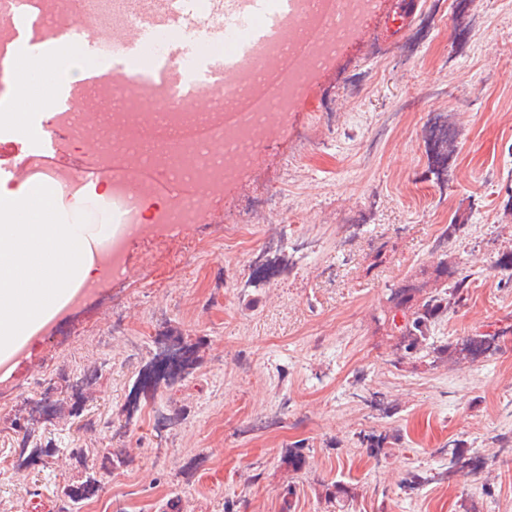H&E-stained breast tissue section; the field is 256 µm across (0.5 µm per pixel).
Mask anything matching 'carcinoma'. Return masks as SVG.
<instances>
[{
    "label": "carcinoma",
    "instance_id": "1",
    "mask_svg": "<svg viewBox=\"0 0 512 512\" xmlns=\"http://www.w3.org/2000/svg\"><path fill=\"white\" fill-rule=\"evenodd\" d=\"M470 275L463 272L452 277L448 287L443 291L423 297L415 298L407 290L402 289L392 297L396 306L403 309L404 324L399 327L402 335L401 349L407 355H416L428 349L429 331L432 323L449 312L459 308L469 299ZM73 456L79 459L89 457L101 461V466L92 469V473L85 476V480L77 485H67L62 489V496L67 503L69 512H80L82 501L87 499L94 488L101 484L104 477L125 464V459L110 448H81L71 449ZM50 458L51 451L41 447L40 438L35 430H28L22 438L18 453V465L29 463L34 458ZM476 468V458L466 457L465 451L458 444L448 445V476H463L466 472Z\"/></svg>",
    "mask_w": 512,
    "mask_h": 512
}]
</instances>
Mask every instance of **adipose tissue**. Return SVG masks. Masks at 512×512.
Segmentation results:
<instances>
[{"label":"adipose tissue","instance_id":"ef3b65f1","mask_svg":"<svg viewBox=\"0 0 512 512\" xmlns=\"http://www.w3.org/2000/svg\"><path fill=\"white\" fill-rule=\"evenodd\" d=\"M0 363L27 346L80 288L96 281L111 226L66 216L52 195L0 186Z\"/></svg>","mask_w":512,"mask_h":512}]
</instances>
